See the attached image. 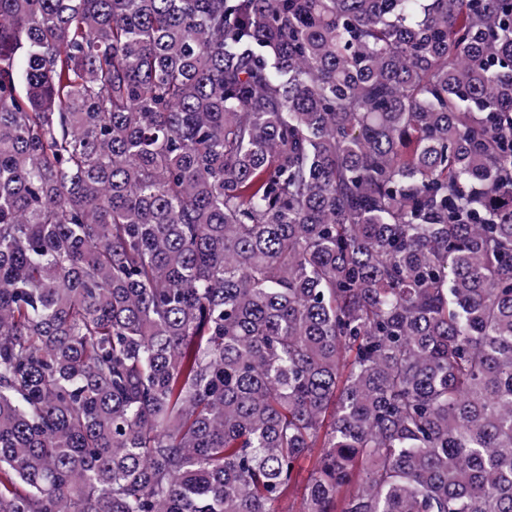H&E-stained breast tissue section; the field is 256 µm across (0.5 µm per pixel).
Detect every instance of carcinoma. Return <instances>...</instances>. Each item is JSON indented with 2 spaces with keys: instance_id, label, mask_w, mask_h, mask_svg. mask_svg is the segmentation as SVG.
<instances>
[{
  "instance_id": "obj_1",
  "label": "carcinoma",
  "mask_w": 512,
  "mask_h": 512,
  "mask_svg": "<svg viewBox=\"0 0 512 512\" xmlns=\"http://www.w3.org/2000/svg\"><path fill=\"white\" fill-rule=\"evenodd\" d=\"M312 455L288 512H512V0H0V512Z\"/></svg>"
}]
</instances>
